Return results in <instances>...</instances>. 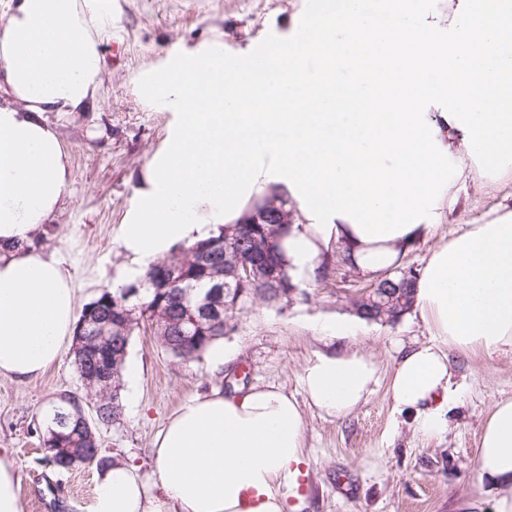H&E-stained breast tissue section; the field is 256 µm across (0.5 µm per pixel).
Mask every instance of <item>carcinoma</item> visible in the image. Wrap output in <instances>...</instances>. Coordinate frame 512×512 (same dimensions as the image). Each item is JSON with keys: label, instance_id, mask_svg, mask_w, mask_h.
I'll return each mask as SVG.
<instances>
[{"label": "carcinoma", "instance_id": "1", "mask_svg": "<svg viewBox=\"0 0 512 512\" xmlns=\"http://www.w3.org/2000/svg\"><path fill=\"white\" fill-rule=\"evenodd\" d=\"M257 205L250 203L243 214L236 220L232 229H221L216 236L198 241L154 263L141 281L144 284L143 301L130 305L125 309H113L112 298L122 293L120 288H102L99 293L86 303L80 317L87 315L95 319L99 326L89 335L80 334V325H75L73 333L72 357L77 373H82L83 362L104 352L112 353V337L117 332H125L123 348L129 349L131 337L136 328L147 325L159 337L162 344L175 356L192 359L206 353L213 344L224 337L225 322H231L229 330H234L233 322L242 314L248 305L257 300L266 303L274 299L254 292L247 283L228 281L224 287L223 321L210 330L198 333L181 323L182 311L177 309L173 291L163 287L159 273L166 269H177L192 289V304H197L212 286V277H224V270L234 268L242 261L260 263L275 267L284 274L281 298L290 299V295L298 290L289 270L280 238L288 235L290 225L287 224L288 213L270 210L259 216V222H250L248 214ZM278 229L277 239L261 253L251 252V238H261L273 229ZM414 271L404 273L399 270L391 275L393 282L401 286L400 293L407 301H412V284ZM97 409L94 416L85 420L82 438L71 442L66 436L68 429L59 426L54 417H49L43 432V445L46 450L44 459L59 470H67L74 466L94 468L100 472L112 467L114 460L102 448L99 429L121 424L113 404H122V398L115 397L112 388H100L95 392Z\"/></svg>", "mask_w": 512, "mask_h": 512}]
</instances>
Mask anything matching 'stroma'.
Listing matches in <instances>:
<instances>
[{"label":"stroma","mask_w":512,"mask_h":512,"mask_svg":"<svg viewBox=\"0 0 512 512\" xmlns=\"http://www.w3.org/2000/svg\"><path fill=\"white\" fill-rule=\"evenodd\" d=\"M318 2L120 0L116 5L114 37L97 44L103 72L96 104L45 115L68 156L71 177L40 249L62 260L79 303L132 266L119 244L120 226L148 167L168 151L181 121L169 99L146 94L148 77L167 71L174 56L188 57L206 46L230 62L250 59L264 43L287 51L289 33ZM507 193L512 178L495 184L473 176L455 213L419 241L400 268H421L434 245L457 225L481 220ZM371 282L362 273H332L305 283L289 303H255L239 316L235 332L216 343L224 355L219 372L209 355L176 357L150 331L135 330L122 372L123 421L101 431L107 453L134 467L149 493L160 496L152 444L168 416L199 393L270 384L294 396L303 413V512H493L494 496L477 470V444L493 401L512 398V352H452L459 402L450 428L439 438L420 437L388 391L400 349L433 341L419 311L392 323L356 321L348 340L326 338L320 330L323 322L352 315L353 299ZM345 350L372 355L380 382L347 416H330L306 402L301 378L320 355ZM65 392L86 395L67 350L36 380L0 377V452H7L19 471L22 512H92L99 471L57 470L46 465L40 445L39 431Z\"/></svg>","instance_id":"35a3bbf8"}]
</instances>
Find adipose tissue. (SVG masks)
<instances>
[{
	"label": "adipose tissue",
	"instance_id": "adipose-tissue-1",
	"mask_svg": "<svg viewBox=\"0 0 512 512\" xmlns=\"http://www.w3.org/2000/svg\"><path fill=\"white\" fill-rule=\"evenodd\" d=\"M427 0H321L288 51L238 68L200 52L154 84L183 112L170 150L136 191L121 247L136 281L179 245L218 235L240 191L275 172L306 218L283 241L295 280L342 248L375 274L442 224L464 186L457 161L484 176L512 172V0H458L449 21ZM101 0H16L0 27V376L40 377L62 355L76 290L61 260L31 248L69 181L66 154L45 113L96 99L108 32ZM440 66L438 81L425 78ZM444 99L447 109L422 111ZM211 205L205 222L194 213ZM495 217L463 224L417 273L416 304L435 343L401 351L389 391L423 436L447 431L457 400L451 350L512 349V199ZM379 365L349 351L319 356L302 375L309 402L343 417L371 395ZM304 419L273 385L184 402L153 443L164 499L117 462L95 487L93 512H284L296 496ZM495 512H512V399L494 402L477 451Z\"/></svg>",
	"mask_w": 512,
	"mask_h": 512
}]
</instances>
